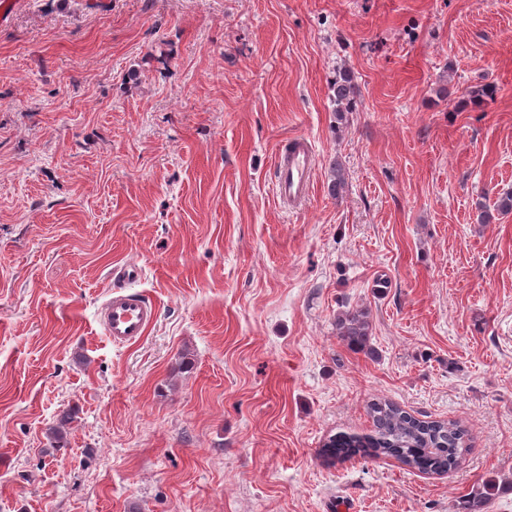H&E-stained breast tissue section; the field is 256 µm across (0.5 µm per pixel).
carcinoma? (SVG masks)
<instances>
[{
	"mask_svg": "<svg viewBox=\"0 0 512 512\" xmlns=\"http://www.w3.org/2000/svg\"><path fill=\"white\" fill-rule=\"evenodd\" d=\"M336 118L354 109L356 86L348 71H340L333 81ZM346 180L343 167L333 163L328 184L329 194L342 195ZM337 336L348 346L370 347L371 325L369 312L352 308L336 318ZM373 428L368 433L333 435L321 448V456L329 463L354 456L369 459L394 458L402 465L424 474H443L456 469L468 451L467 431L454 422L420 420L397 404L385 399L368 403ZM76 411L68 409L58 415L49 428V437L56 447L64 445L68 430L75 421ZM488 493L476 492L457 501L453 512H483Z\"/></svg>",
	"mask_w": 512,
	"mask_h": 512,
	"instance_id": "1",
	"label": "carcinoma"
}]
</instances>
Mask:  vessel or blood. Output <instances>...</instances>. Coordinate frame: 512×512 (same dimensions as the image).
<instances>
[{"label":"vessel or blood","instance_id":"vessel-or-blood-1","mask_svg":"<svg viewBox=\"0 0 512 512\" xmlns=\"http://www.w3.org/2000/svg\"><path fill=\"white\" fill-rule=\"evenodd\" d=\"M314 156L308 142L291 139L275 160V191L284 200L294 201L308 194ZM120 282L99 309V320L112 343L125 345L139 340L157 317L156 306L130 285L139 276L136 266L125 265L113 272Z\"/></svg>","mask_w":512,"mask_h":512}]
</instances>
